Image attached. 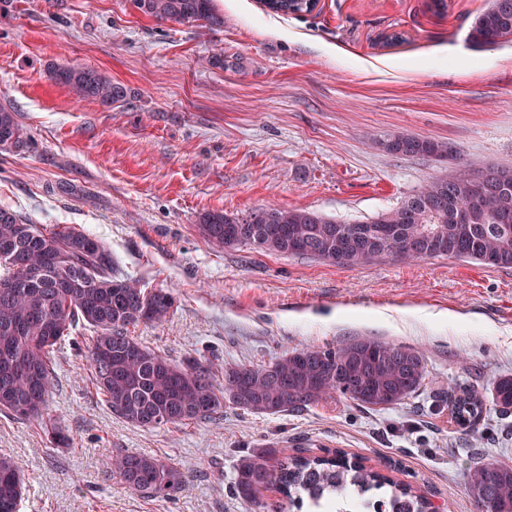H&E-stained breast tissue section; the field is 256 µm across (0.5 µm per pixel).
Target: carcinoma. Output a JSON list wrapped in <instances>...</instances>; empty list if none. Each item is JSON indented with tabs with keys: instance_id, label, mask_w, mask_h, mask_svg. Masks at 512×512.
Listing matches in <instances>:
<instances>
[{
	"instance_id": "carcinoma-1",
	"label": "carcinoma",
	"mask_w": 512,
	"mask_h": 512,
	"mask_svg": "<svg viewBox=\"0 0 512 512\" xmlns=\"http://www.w3.org/2000/svg\"><path fill=\"white\" fill-rule=\"evenodd\" d=\"M213 0H132L142 14L177 23H221ZM276 14L306 11L296 0H266ZM469 40L494 47L512 40V0H490L474 18ZM49 77L81 100L103 106L129 103L128 88L100 70L81 65L49 69ZM28 136L14 107L0 104V148L18 150ZM395 155L434 159L452 167L401 203L354 224L307 209L267 206L252 214L272 216L249 223L246 216L205 211L201 235L218 248L250 246L263 252L311 258L342 267H361L394 257L414 261L448 257L493 267H512V168H476L445 142L427 136L391 134L377 141ZM18 254L20 265L0 262V411L42 419L53 376L54 347L77 328L94 339L87 360L103 401L127 423L145 429L214 420L231 404L257 414L300 412L339 395L374 410L403 404L424 386L425 356L405 345L359 336L337 346L303 345L262 364L224 367L217 378L196 358L174 361L130 334L139 323L160 324L175 306L167 288L146 290L117 273V260L102 241L66 224H31L0 207V251ZM28 280L22 288L13 284ZM36 394L23 414L15 400ZM499 411L512 410V375L496 379L491 391ZM448 408L457 424L476 430L486 411L484 396L448 388ZM112 472L147 498L170 495L182 476L163 461L123 452L111 457ZM276 488L297 505L341 491L367 499L371 512H430L431 502L411 486L333 457L272 450L241 457L236 466L238 497L255 502ZM464 491L481 512H512V463L487 459L466 470ZM26 487L15 462L0 457V512H19Z\"/></svg>"
}]
</instances>
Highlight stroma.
Segmentation results:
<instances>
[{
    "mask_svg": "<svg viewBox=\"0 0 512 512\" xmlns=\"http://www.w3.org/2000/svg\"><path fill=\"white\" fill-rule=\"evenodd\" d=\"M489 0H320L309 13L213 0L223 26L144 16L130 0H13L0 16V103L30 141L0 149V206L67 224L111 248L120 271L177 302L131 333L216 369L359 336L418 348L428 377L404 404L369 410L340 397L300 413L227 406L218 421L136 428L112 413L87 363L90 332L61 341L46 421L0 413V456L21 470L20 512H271L276 491L234 492L239 457L266 448L343 449L452 512H471L463 469L512 461V412L488 406L477 430L448 412V387L490 394L512 373V268L456 258H386L349 269L249 247L218 248L208 210L270 204L357 222L396 207L443 164L386 153L397 132L455 146L476 165L512 166V43L468 39ZM403 39L385 44L387 35ZM234 65L207 63L216 53ZM108 72L132 108L81 101L51 65ZM55 425L70 439L55 444ZM119 451L161 459L180 489L146 498L111 473Z\"/></svg>",
    "mask_w": 512,
    "mask_h": 512,
    "instance_id": "35a3bbf8",
    "label": "stroma"
}]
</instances>
